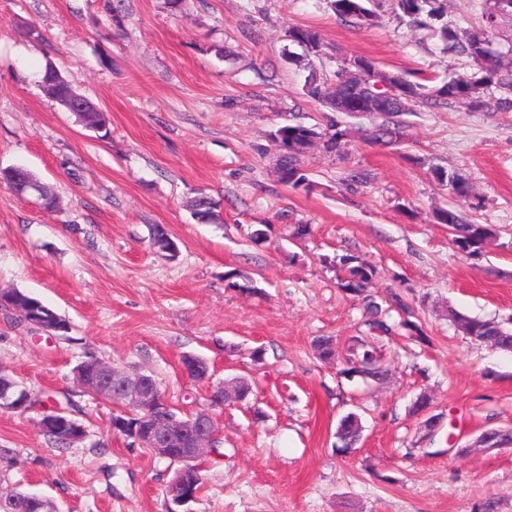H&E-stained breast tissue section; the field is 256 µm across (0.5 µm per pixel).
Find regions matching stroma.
Instances as JSON below:
<instances>
[{"mask_svg": "<svg viewBox=\"0 0 512 512\" xmlns=\"http://www.w3.org/2000/svg\"><path fill=\"white\" fill-rule=\"evenodd\" d=\"M299 26L321 33L329 73L340 55L435 83L466 68L388 8L359 30L326 0H0V166H26L59 201L49 211L0 184V289L70 324L49 336L0 311V370L35 399L0 412V493L29 491L58 512H173L175 463L113 434L111 404L77 387L91 353L153 375L185 412L207 408L220 382L251 381L247 402L217 412L218 452L187 512H471L489 497L512 512V445H474L512 427V354L448 319L453 308L512 321V110L420 105L400 142L370 143L361 132L382 113L333 112L303 94L284 59ZM49 62L107 112L106 136L42 92ZM285 123L348 132L341 154L309 150V187L277 176L272 133ZM437 168L469 178L471 215L500 229L501 245H453L435 218L452 203ZM353 170L361 183L348 182ZM202 192L220 200L218 223L193 218ZM155 224L176 258L150 248ZM298 224L310 229L300 239ZM346 257L370 265L377 300L401 297L429 338L395 328L381 386L312 349L366 331L363 303L340 287ZM188 355L207 361L208 380L183 374ZM422 392L439 418L432 434L411 412ZM56 409L85 425L84 441L47 440L37 421ZM348 411L365 430L343 456L334 433Z\"/></svg>", "mask_w": 512, "mask_h": 512, "instance_id": "1", "label": "stroma"}]
</instances>
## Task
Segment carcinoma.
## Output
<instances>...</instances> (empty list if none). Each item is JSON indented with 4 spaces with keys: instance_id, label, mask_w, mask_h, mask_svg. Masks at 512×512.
Returning <instances> with one entry per match:
<instances>
[{
    "instance_id": "cac0c4a2",
    "label": "carcinoma",
    "mask_w": 512,
    "mask_h": 512,
    "mask_svg": "<svg viewBox=\"0 0 512 512\" xmlns=\"http://www.w3.org/2000/svg\"><path fill=\"white\" fill-rule=\"evenodd\" d=\"M330 9L336 17L345 24L363 29L373 25L376 17L374 6L376 0H327ZM393 11L409 18V23L418 29L431 32V36L442 44V50L450 55L464 57L474 66L471 73H455L438 85L430 86L419 81H412L406 75H401L404 94L411 104L443 105L448 102H464L473 108H482L485 97L496 93L497 105L512 107V65L502 66L492 62L491 57L500 52L512 51V38L500 42L494 31L488 27L485 17L488 10H483L484 21L479 28L461 29L453 28L443 22L445 9L443 0H389ZM289 40L302 47L307 54L320 56L324 54L325 44L321 34L312 28L296 27L289 32ZM288 63L302 68L306 75L302 87L304 95L319 102L326 103L335 108L333 100L326 94L324 85L327 83L326 74L318 71L309 62H304V56L293 52L288 53ZM60 71L51 63H46L41 74V88L50 98L69 95L74 92L67 81L60 80ZM391 119L383 124L375 125L365 131L363 138L373 143L392 142L403 135L404 123L398 120L400 112L390 113ZM288 130L295 133L297 138L309 141L321 140L324 149L329 152H340V131L321 130L314 126L301 123L288 124ZM279 168L288 173V184L297 187L308 181L303 169V155L290 154L283 150L279 160ZM439 184L448 190V194L456 201L467 202L472 197V188L469 180L455 169L443 170L438 176ZM220 203L214 199L205 203L197 198L193 206V216L200 223H212V213L218 211ZM439 223L448 225L452 230L453 244L464 253L472 254L480 251L484 246L499 240L500 230L489 225L479 224L467 219L458 205L440 210L436 214ZM346 265L347 276L342 279L341 287L344 291L359 297L370 314L366 322V335L357 336L353 343L344 349H339L331 336H323L313 341L315 354L329 360L335 356H343L347 368L342 373L349 377L355 373L363 372L366 378L373 382H382L387 377L385 353L383 352L382 336L393 330L390 323L391 311L400 316L399 326L409 337L421 344L427 342V336L422 326L410 320L411 308L402 299L393 296L385 303H379L368 293L374 270L370 266L360 263L350 264V259H343ZM25 302L15 307L16 321L25 323L30 319L27 304L35 303L40 311L46 315L53 310L42 304V301L30 294H24ZM450 319L457 323L465 322L470 327V339L477 343L489 344L499 350L512 352V328L493 320L470 317L461 312L450 311ZM363 426L360 416L355 412L344 415L336 427V451L347 454L356 449L362 440Z\"/></svg>"
}]
</instances>
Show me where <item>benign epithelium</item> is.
Segmentation results:
<instances>
[{
	"instance_id": "obj_1",
	"label": "benign epithelium",
	"mask_w": 512,
	"mask_h": 512,
	"mask_svg": "<svg viewBox=\"0 0 512 512\" xmlns=\"http://www.w3.org/2000/svg\"><path fill=\"white\" fill-rule=\"evenodd\" d=\"M348 77L330 87L329 94L345 112H403L408 109V98L401 94L400 79L395 74L371 71L365 66L345 59ZM80 387L96 399H101L122 411H140L139 422L130 437L154 454L180 464L169 482L168 494L176 504H187L196 499V492L185 481L186 472L198 467V462L216 451L219 424L210 410L176 414L161 395L154 378L141 371L117 369L106 361L97 365L93 378L79 377ZM236 383L222 382L213 387L211 403L217 407L226 404L224 395L234 399ZM23 384H0V411L18 407L23 398ZM38 427L43 433H56L61 440L72 444L83 440L86 431L58 409L42 415Z\"/></svg>"
}]
</instances>
